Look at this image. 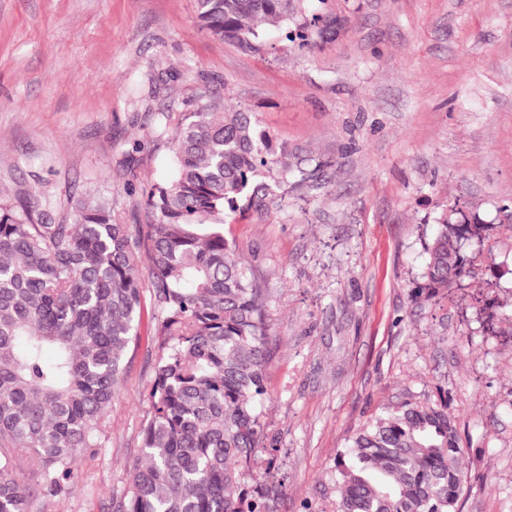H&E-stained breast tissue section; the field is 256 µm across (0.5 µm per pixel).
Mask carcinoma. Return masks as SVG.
<instances>
[{"label": "carcinoma", "instance_id": "carcinoma-1", "mask_svg": "<svg viewBox=\"0 0 512 512\" xmlns=\"http://www.w3.org/2000/svg\"><path fill=\"white\" fill-rule=\"evenodd\" d=\"M199 25L244 52L288 22L289 42L335 32L301 0H196ZM171 181L144 194L146 224H121L112 201L70 202L71 223L34 222V203L0 198V512L73 494V464L106 435L125 357L139 337L144 280L161 337L141 461L112 512H270L247 487L266 444L267 301L224 225L267 206L295 169L255 117L219 96L179 122ZM482 224L443 220L424 278L431 292L465 276L461 242ZM463 448L447 404L376 417L352 440L337 512H456ZM36 477L31 484L26 473Z\"/></svg>", "mask_w": 512, "mask_h": 512}]
</instances>
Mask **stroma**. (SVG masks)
I'll return each mask as SVG.
<instances>
[{
  "label": "stroma",
  "mask_w": 512,
  "mask_h": 512,
  "mask_svg": "<svg viewBox=\"0 0 512 512\" xmlns=\"http://www.w3.org/2000/svg\"><path fill=\"white\" fill-rule=\"evenodd\" d=\"M334 34L282 28L246 54L196 0H0V195L54 221L84 192L144 224L173 174L164 128L221 95L312 179L225 225L268 304L264 433L253 478L273 512H336V462L369 421L447 399L464 452L457 512H512V0H304ZM484 224L468 277L429 292L442 219ZM111 427L74 495L32 512H112L142 456L159 341L144 288Z\"/></svg>",
  "instance_id": "1"
}]
</instances>
